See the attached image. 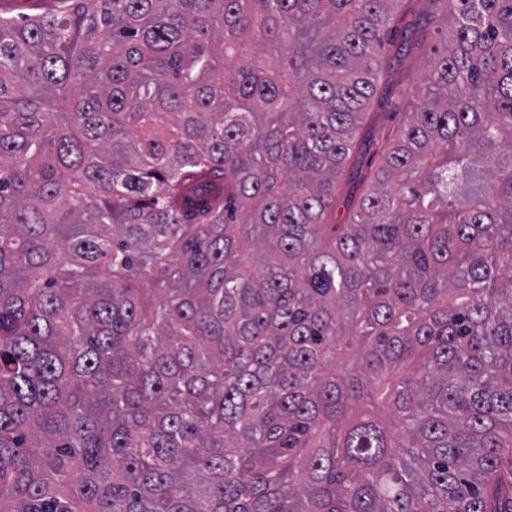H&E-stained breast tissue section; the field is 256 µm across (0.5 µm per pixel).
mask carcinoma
<instances>
[{
	"label": "carcinoma",
	"instance_id": "obj_1",
	"mask_svg": "<svg viewBox=\"0 0 512 512\" xmlns=\"http://www.w3.org/2000/svg\"><path fill=\"white\" fill-rule=\"evenodd\" d=\"M420 2L0 16V512H512V0L328 221Z\"/></svg>",
	"mask_w": 512,
	"mask_h": 512
}]
</instances>
